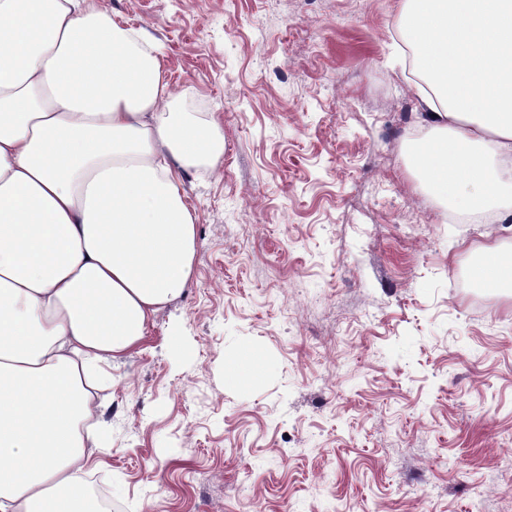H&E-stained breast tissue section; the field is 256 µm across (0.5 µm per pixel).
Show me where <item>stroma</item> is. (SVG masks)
<instances>
[{
	"mask_svg": "<svg viewBox=\"0 0 512 512\" xmlns=\"http://www.w3.org/2000/svg\"><path fill=\"white\" fill-rule=\"evenodd\" d=\"M106 5L224 135L192 281L110 370L112 512H512V298L473 285L512 215L408 174L399 0Z\"/></svg>",
	"mask_w": 512,
	"mask_h": 512,
	"instance_id": "stroma-1",
	"label": "stroma"
}]
</instances>
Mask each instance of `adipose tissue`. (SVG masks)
<instances>
[{
	"instance_id": "obj_1",
	"label": "adipose tissue",
	"mask_w": 512,
	"mask_h": 512,
	"mask_svg": "<svg viewBox=\"0 0 512 512\" xmlns=\"http://www.w3.org/2000/svg\"><path fill=\"white\" fill-rule=\"evenodd\" d=\"M398 24L425 78L413 171L449 208L512 211V0H401ZM172 96L103 0H0V512H92L107 369L192 278L182 173L224 137ZM480 256L511 289L501 247Z\"/></svg>"
}]
</instances>
